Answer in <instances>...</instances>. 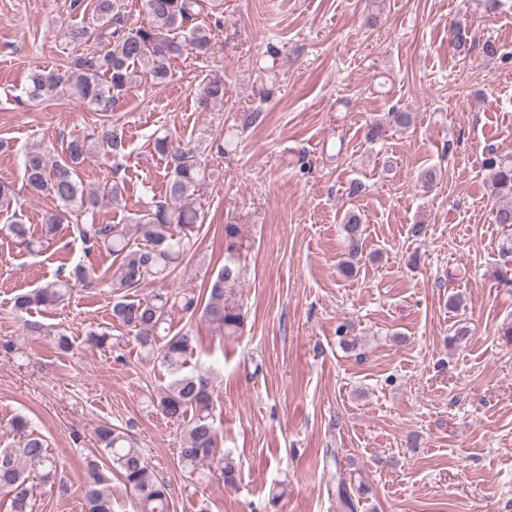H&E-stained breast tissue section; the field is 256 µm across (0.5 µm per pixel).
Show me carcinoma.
Masks as SVG:
<instances>
[{"label": "carcinoma", "mask_w": 512, "mask_h": 512, "mask_svg": "<svg viewBox=\"0 0 512 512\" xmlns=\"http://www.w3.org/2000/svg\"><path fill=\"white\" fill-rule=\"evenodd\" d=\"M221 0H144L148 22L126 26L121 0H94L95 26L73 24L66 30L70 42L86 46L85 51L56 69H35L28 77L22 96L39 103L63 96L91 110H107L125 97L143 78L156 85L168 83L169 60L190 51L208 57L212 48V26L220 23ZM224 102V77L207 76L200 88V104ZM98 147L120 170L126 157L123 131L108 123L94 129L90 137L68 142L64 154L49 158L39 145L24 155L23 188L32 195L52 197L56 209L44 217L39 241H34L30 226L20 215L12 214L7 231L26 248L41 247L53 240L60 224L69 216L85 218L77 225L85 253L106 252L112 257L108 279L95 267L77 264L39 287L18 295L15 308L28 311L51 307L65 301L72 287L97 288L106 283L116 297L112 306V325L134 336L141 352L159 357L169 381L150 399L156 414L182 425L178 459L182 468L194 476L203 463H214L224 481L237 482V466L229 455L220 452L212 409L213 386L209 376L187 370L188 355L196 336L186 329L174 335H159L172 310H201L202 316L221 336H234L243 325L239 307L227 303L225 292L237 287L243 274L242 242L236 224L224 225V265L210 288L206 304L187 293L162 288L141 295L142 288L165 280L192 250L205 213L198 198L206 184V149L181 145L165 132L154 138L155 152L167 161L164 196L146 203L145 209L128 218L125 224H109L97 219L101 203L98 195L86 191L79 169L92 147ZM485 166L491 172L496 198L506 203L493 213V221L512 229V155L488 151ZM343 255L340 272L350 277L355 261L363 254L365 228L362 216L348 211L342 218ZM88 340L101 348H114L123 337L108 330L92 329ZM22 440L13 448H0V493L10 499L11 512H35L34 486L27 466L38 467L42 482L51 484L59 496L69 492L68 483L58 476L57 460L48 452L41 434L28 429L20 417L12 421ZM95 443L105 461L101 468L88 464L87 512H113L109 485L116 473L133 491L137 512H168V485L160 480L149 461L135 445L132 435L111 424L95 429Z\"/></svg>", "instance_id": "carcinoma-1"}]
</instances>
